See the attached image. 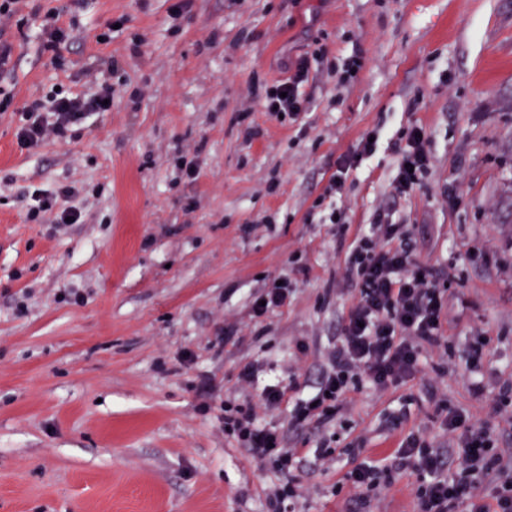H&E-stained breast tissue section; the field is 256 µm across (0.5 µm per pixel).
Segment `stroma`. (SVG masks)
Listing matches in <instances>:
<instances>
[{"label": "stroma", "instance_id": "1", "mask_svg": "<svg viewBox=\"0 0 512 512\" xmlns=\"http://www.w3.org/2000/svg\"><path fill=\"white\" fill-rule=\"evenodd\" d=\"M176 2L28 0L7 32L0 512H267L279 475L225 436L224 406L248 401L237 382L248 363L310 392L356 299L345 282L353 236L381 215L443 272L450 348L414 382L351 393L327 432L260 412L288 447L334 440L335 460L298 472L295 512H351L345 473L393 453L404 432L454 447L439 398L512 458V411L496 406L512 383V0H193L180 14ZM54 8L71 33L56 61L37 37ZM318 45L301 122L265 112L260 86ZM354 56L356 78L340 82ZM105 84L111 111L70 141L19 148L26 102ZM412 124L430 167L399 195L396 143ZM372 130L375 153L331 200L350 226L340 236L315 202ZM182 158L197 161L195 178ZM61 185L81 223H29L28 189ZM283 275L295 285L287 306L254 317L253 295ZM479 335L472 374L465 352ZM399 410L396 428L386 416ZM415 484L402 472L366 512H417Z\"/></svg>", "mask_w": 512, "mask_h": 512}]
</instances>
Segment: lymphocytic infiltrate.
Masks as SVG:
<instances>
[{
    "label": "lymphocytic infiltrate",
    "instance_id": "obj_1",
    "mask_svg": "<svg viewBox=\"0 0 512 512\" xmlns=\"http://www.w3.org/2000/svg\"><path fill=\"white\" fill-rule=\"evenodd\" d=\"M323 56L322 49L299 56L288 65L286 79L266 86L265 111H278L298 119L309 100L302 87L309 78L311 63ZM111 87L93 95L63 94L50 105L35 101L22 114L16 139L20 149L33 150L47 141H64L72 129L94 113L103 111L111 99ZM426 133L417 125L399 136V166L394 185L404 194L419 186L429 169ZM70 187L53 191L33 190L28 219L35 224L65 221L80 223L82 212L61 206ZM346 275L358 290V299L344 318L340 335L328 353L329 366L322 371L307 395H292L283 380L259 381L255 365H244L238 379L257 387V398L268 410L287 409L294 427L314 423L330 427L351 392L370 388L388 390L409 383L423 371L424 353L439 349L448 330V300L443 276L418 266L415 252L403 225L382 220L358 237L350 247ZM446 434H460L461 442L450 451L427 443L419 433L404 435L389 457L360 463L346 475L355 491L356 508H364L371 497L391 485L396 476L413 470L419 477L415 488L419 512H512V467L505 465L498 438L489 429L471 424L460 411L436 406ZM224 432L233 437L250 457L272 465L282 482L268 499L272 512H279L284 499L296 497L295 471L309 459L333 455L329 442L318 448L287 447L283 433L257 420L252 409L225 406ZM491 487L488 497L471 496L476 486Z\"/></svg>",
    "mask_w": 512,
    "mask_h": 512
}]
</instances>
